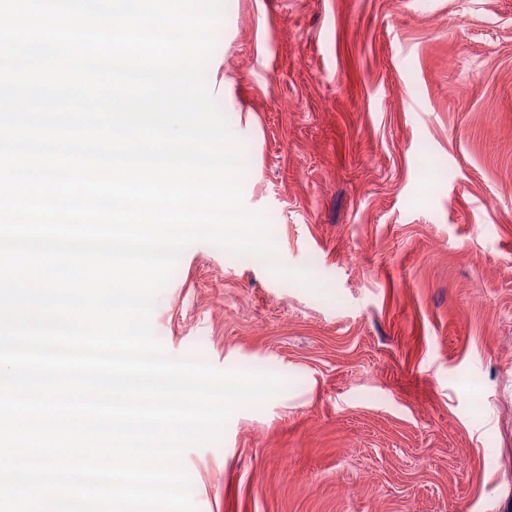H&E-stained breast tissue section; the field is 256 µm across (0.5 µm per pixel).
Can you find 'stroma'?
<instances>
[{"label": "stroma", "instance_id": "stroma-1", "mask_svg": "<svg viewBox=\"0 0 512 512\" xmlns=\"http://www.w3.org/2000/svg\"><path fill=\"white\" fill-rule=\"evenodd\" d=\"M205 75L282 262L197 242L174 357L270 372L197 512H512V0H226Z\"/></svg>", "mask_w": 512, "mask_h": 512}]
</instances>
